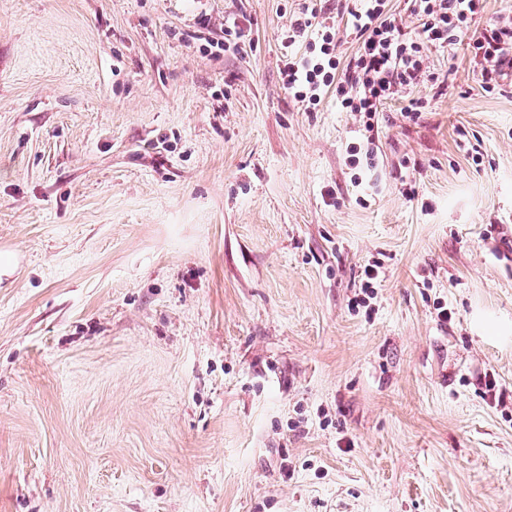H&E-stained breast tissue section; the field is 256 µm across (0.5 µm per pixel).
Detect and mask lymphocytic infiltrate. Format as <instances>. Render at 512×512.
Here are the masks:
<instances>
[{"label":"lymphocytic infiltrate","instance_id":"1","mask_svg":"<svg viewBox=\"0 0 512 512\" xmlns=\"http://www.w3.org/2000/svg\"><path fill=\"white\" fill-rule=\"evenodd\" d=\"M353 32L360 44L348 58H340L339 41L331 27L318 25V7H303L293 16L282 42L283 85L306 110L319 105L326 90L335 89L336 102L357 113L366 132H373L374 117L384 100L421 84L437 83L427 64L431 46L453 44L458 34L475 23L481 0H410L421 22L418 32L400 26L388 10V0H347ZM306 45L303 54L292 45ZM471 52L481 65L485 87L498 85L512 68V20L487 23L472 41Z\"/></svg>","mask_w":512,"mask_h":512}]
</instances>
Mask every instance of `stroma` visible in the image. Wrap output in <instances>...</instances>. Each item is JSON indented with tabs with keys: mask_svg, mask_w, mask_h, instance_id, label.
<instances>
[{
	"mask_svg": "<svg viewBox=\"0 0 512 512\" xmlns=\"http://www.w3.org/2000/svg\"><path fill=\"white\" fill-rule=\"evenodd\" d=\"M302 5L0 0V512H512V79L430 49L363 183Z\"/></svg>",
	"mask_w": 512,
	"mask_h": 512,
	"instance_id": "stroma-1",
	"label": "stroma"
}]
</instances>
